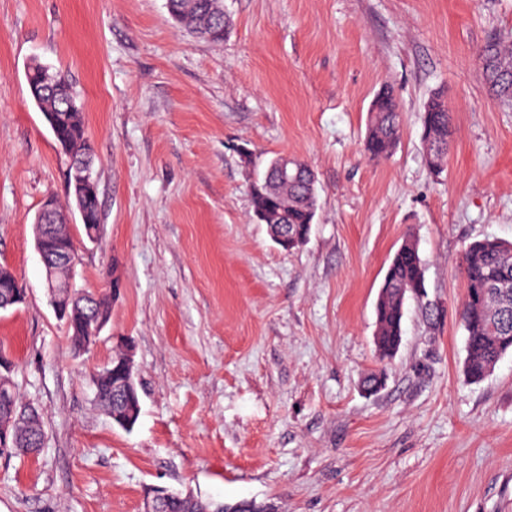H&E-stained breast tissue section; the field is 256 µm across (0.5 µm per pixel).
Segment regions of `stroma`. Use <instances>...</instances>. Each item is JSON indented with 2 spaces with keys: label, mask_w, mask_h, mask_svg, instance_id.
<instances>
[{
  "label": "stroma",
  "mask_w": 512,
  "mask_h": 512,
  "mask_svg": "<svg viewBox=\"0 0 512 512\" xmlns=\"http://www.w3.org/2000/svg\"><path fill=\"white\" fill-rule=\"evenodd\" d=\"M222 44L166 0H0V266L26 301L0 346L39 407L37 456L0 458V512H142L154 486L280 512H512V353L464 376L465 246L512 241V108L477 61L512 39V0H224ZM67 75L96 154L101 232L80 219L75 288L110 293L86 352L51 304L34 242L68 157L26 70ZM392 86L400 140L369 159V107ZM443 93L455 137L441 173L422 111ZM290 154L314 170L308 242L253 218L251 185ZM414 236L424 297L397 354L376 353L390 257ZM134 341L132 431L94 402L93 373ZM386 372L375 394L364 377Z\"/></svg>",
  "instance_id": "stroma-1"
}]
</instances>
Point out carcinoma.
<instances>
[{"mask_svg":"<svg viewBox=\"0 0 512 512\" xmlns=\"http://www.w3.org/2000/svg\"><path fill=\"white\" fill-rule=\"evenodd\" d=\"M170 14L195 38L220 44L224 41V0H167ZM485 56L483 71L493 94L505 103H512V43L491 42L482 47ZM27 81L34 104L60 129L55 141L69 153V176L79 177L78 167L92 163L87 145L86 119L73 88L65 77L49 71L38 61L27 67ZM400 102L390 86L375 98L374 112L368 119L365 150L378 160L387 157L400 134ZM423 141L429 163L443 165L453 133V116L443 96L435 94L423 107ZM85 211L90 222L100 220L98 190L85 189ZM317 180L309 166L300 163V171L284 182L271 180L267 185L252 188V206L256 220L267 225L274 237L288 225V233L309 236L317 208ZM50 223L55 234L51 245L71 241L69 211L57 206ZM462 270L466 289L478 294L477 303L462 304L461 319L467 332L465 376L471 383L482 382L497 362L512 351V241L485 237L469 243L462 255ZM383 291L376 304V339L390 347L402 336L404 303L414 295V289L424 288L423 261L418 243L411 235L404 238L387 267L382 282ZM83 313L71 315L67 323L74 348H89L97 339L91 329L93 318L111 316V301L106 294H92L77 299ZM94 398L106 412L118 408L115 382L105 370L92 378ZM0 419L8 424L10 439H0V457L36 453L42 448L44 436L40 415L28 411L20 399L17 387L0 386ZM245 512L240 501L224 503L202 499L191 494L181 495L168 506L169 512Z\"/></svg>","mask_w":512,"mask_h":512,"instance_id":"cac0c4a2","label":"carcinoma"}]
</instances>
